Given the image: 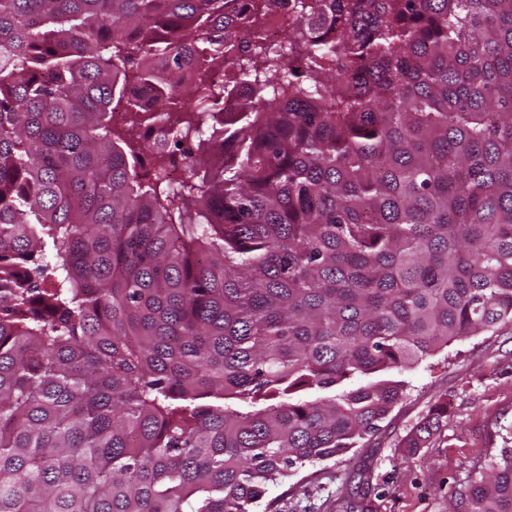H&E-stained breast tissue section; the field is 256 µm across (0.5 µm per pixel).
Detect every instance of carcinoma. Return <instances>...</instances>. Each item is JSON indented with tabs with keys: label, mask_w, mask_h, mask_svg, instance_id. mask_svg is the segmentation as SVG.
<instances>
[{
	"label": "carcinoma",
	"mask_w": 512,
	"mask_h": 512,
	"mask_svg": "<svg viewBox=\"0 0 512 512\" xmlns=\"http://www.w3.org/2000/svg\"><path fill=\"white\" fill-rule=\"evenodd\" d=\"M505 325L512 0H0V512H256Z\"/></svg>",
	"instance_id": "cac0c4a2"
}]
</instances>
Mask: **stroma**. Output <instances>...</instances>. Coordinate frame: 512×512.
<instances>
[{"label": "stroma", "mask_w": 512, "mask_h": 512, "mask_svg": "<svg viewBox=\"0 0 512 512\" xmlns=\"http://www.w3.org/2000/svg\"><path fill=\"white\" fill-rule=\"evenodd\" d=\"M404 378L402 400L360 447L270 488L276 512H448L491 458L512 451V327L455 341ZM441 401L447 418L409 447Z\"/></svg>", "instance_id": "obj_1"}]
</instances>
